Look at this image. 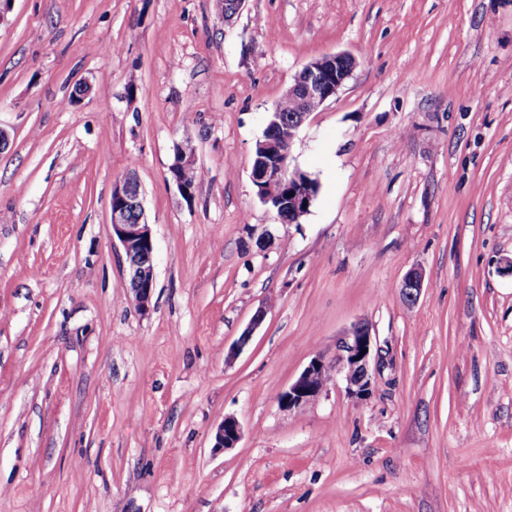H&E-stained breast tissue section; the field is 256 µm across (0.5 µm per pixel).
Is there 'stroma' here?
<instances>
[{
    "instance_id": "35a3bbf8",
    "label": "stroma",
    "mask_w": 512,
    "mask_h": 512,
    "mask_svg": "<svg viewBox=\"0 0 512 512\" xmlns=\"http://www.w3.org/2000/svg\"><path fill=\"white\" fill-rule=\"evenodd\" d=\"M338 52L357 66L291 150L318 192L283 224L255 145ZM0 130V512H512V0H246L228 24L214 0H12ZM130 172L145 314L110 225ZM358 322L371 395L337 376L282 408ZM110 224L112 238L119 241L128 264L129 290L135 307L148 313L156 286L155 243L135 177L125 175L113 182ZM328 364L322 356L313 358L296 380L278 395L280 406L290 411L303 407L318 397L325 388L323 377ZM242 437V428L239 421L233 416H225L217 427L212 448L216 452L235 448Z\"/></svg>"
}]
</instances>
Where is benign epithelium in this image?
Segmentation results:
<instances>
[{"label":"benign epithelium","mask_w":512,"mask_h":512,"mask_svg":"<svg viewBox=\"0 0 512 512\" xmlns=\"http://www.w3.org/2000/svg\"><path fill=\"white\" fill-rule=\"evenodd\" d=\"M357 65L356 59L340 52L324 55L308 62L295 77L292 85L283 93L282 99L294 103L295 111L289 117L292 126L287 142L274 138H262L256 143L255 152L260 154L262 164L252 168L251 179L259 187L258 197L264 203L288 199V223H298L305 214L312 193L309 183L297 180L288 184L290 155L298 131L310 115L323 106L344 86ZM110 224L112 237L116 238L125 255L129 270V290L135 307L142 313L150 311V303L156 286L155 243L150 224L145 216L143 195L137 179L125 175L113 182L110 200ZM423 287V276L418 270L410 271L402 284L404 299L412 303ZM266 308H259L250 326L244 331L232 351H240L262 323ZM374 338L371 328L364 322L354 324L338 343L333 364L336 372L343 376L347 394L364 399L372 390L371 368ZM328 362L322 356L313 358L300 375L278 395V403L288 410L298 409L310 403L324 390L323 377ZM242 437L239 421L226 416L214 435L215 451H227L237 446Z\"/></svg>","instance_id":"benign-epithelium-1"}]
</instances>
